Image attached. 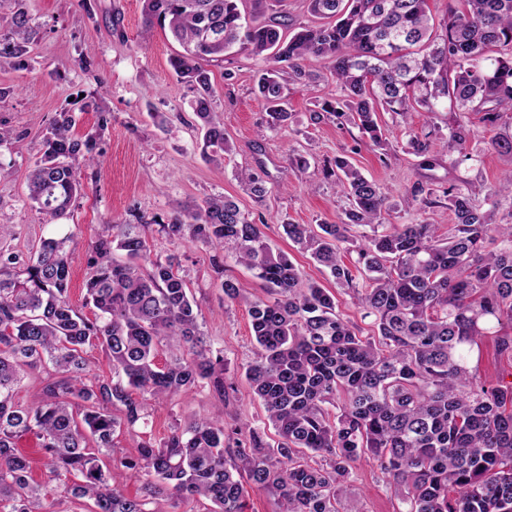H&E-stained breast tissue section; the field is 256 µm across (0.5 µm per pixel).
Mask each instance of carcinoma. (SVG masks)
Instances as JSON below:
<instances>
[{
  "label": "carcinoma",
  "mask_w": 512,
  "mask_h": 512,
  "mask_svg": "<svg viewBox=\"0 0 512 512\" xmlns=\"http://www.w3.org/2000/svg\"><path fill=\"white\" fill-rule=\"evenodd\" d=\"M26 0H0V61L28 52ZM316 25L287 21L245 26L237 0H142L146 29L168 27L184 52L169 59L194 91L202 154L221 164L232 146L214 109L209 70L238 45L268 65L257 91L274 130L288 112V70L302 74L309 57L325 60L344 92L321 113L356 126L374 147L385 144L378 112L427 118L447 102L474 112L493 132L490 146L512 156V0H458L435 22L428 0H307ZM75 115L56 113L43 154L27 176L28 198L49 220L67 214L83 191L81 168L98 154V137L76 138ZM435 146L432 133H409L413 154L432 167L438 153L466 152L470 129L454 119ZM349 201L339 224H282L284 233L329 272L371 319L364 336L338 310L336 295L302 279L282 251L227 197L178 215L158 232L172 243L225 251L250 270L268 294L251 299L233 278L221 282L229 302L249 307L257 358L245 367L261 401L263 424L226 427L194 418L159 441L136 443L121 465L146 476V495L127 498L103 469L113 436L146 424L152 404L173 400L203 382L226 393L224 356L213 354L199 329L194 298L177 258H150L137 224H105L88 258L90 319L68 300L70 237L42 238L27 254L0 248V512H49L33 484L17 440L33 434L46 460L45 484L94 512H161V502L203 496L212 512H246L243 484L277 497L285 512H340L359 493L353 464L368 456L388 477L398 512H512V382L477 380L468 361L484 336L512 359V221L497 222L512 201V169L477 199L466 185L443 192L454 215L448 234L416 221L385 229L395 205L348 158L324 165ZM263 199L264 180L238 173ZM416 183L408 204L435 203ZM370 229L360 238L350 227ZM125 253L118 261L113 254ZM357 255L353 265L344 254ZM369 287L356 288L358 276ZM112 359V376L86 377V345ZM169 352L162 365L160 352ZM43 373L40 392L22 405L15 391ZM141 398L133 396L134 392ZM320 457L314 466L309 459Z\"/></svg>",
  "instance_id": "cac0c4a2"
}]
</instances>
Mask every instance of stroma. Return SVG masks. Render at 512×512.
<instances>
[{
	"instance_id": "35a3bbf8",
	"label": "stroma",
	"mask_w": 512,
	"mask_h": 512,
	"mask_svg": "<svg viewBox=\"0 0 512 512\" xmlns=\"http://www.w3.org/2000/svg\"><path fill=\"white\" fill-rule=\"evenodd\" d=\"M27 9L35 34L24 64L0 62V88L7 91L0 98V123L15 135L11 143L0 146V224L14 227L13 237L0 243L24 252L44 236L70 233L69 298L88 316L93 309L84 303L83 283L91 244L102 225L165 224L177 213L203 205L208 197L224 195L241 211L263 215L266 223L261 230L270 246L288 254L303 280L328 288L332 282L326 272L281 227L285 220H343L347 201L334 181L323 178L325 161L348 157L375 180L395 205L388 223L423 219L443 230L454 221L447 208L435 206L423 213L402 208L415 182L440 191L464 180L480 194L512 167L511 157L490 148L489 132L471 112L462 119L473 131L469 147L481 160L456 169L445 161L431 169L422 167L419 157L409 152L408 133L421 130L423 113H413L406 124L392 113H381L387 134L382 148L364 143L354 126L315 119L319 100L343 95L325 61L315 58L304 65L306 79L288 81V123L259 139L267 114L256 83L266 63L236 47L222 62L208 66L215 108L222 112L224 132L234 146L223 164L216 165L201 155L194 93L168 63L180 46L159 28L143 34L141 0H27ZM88 55L95 65L87 70L82 60ZM62 110L74 111L76 137L94 131L100 119H107L108 126L96 164L82 173L84 195L68 215L53 223L29 200L27 175L42 155L51 118ZM292 153L305 155L308 167L294 168L288 160ZM242 169L264 178L268 193L263 203H256L238 182L236 173ZM148 239L152 257L178 256L201 312L200 329L213 349L222 352L233 390L223 401L209 387L193 389L174 402L153 405L147 426L137 434L116 431L114 452L105 464L116 471L118 488L130 497L141 495L145 479L119 462L136 456L135 436L158 440L195 416L252 425L264 418L243 370L256 352L248 309L225 300L211 265L212 250L173 244L156 232ZM353 478L361 492L342 500L343 512H397L399 502L375 461H357Z\"/></svg>"
}]
</instances>
